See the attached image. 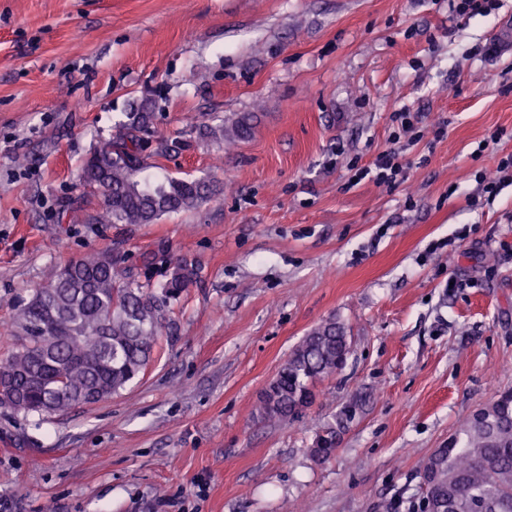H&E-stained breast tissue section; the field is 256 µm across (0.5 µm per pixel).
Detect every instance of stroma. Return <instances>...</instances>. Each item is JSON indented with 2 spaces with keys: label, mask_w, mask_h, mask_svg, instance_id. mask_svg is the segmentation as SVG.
Wrapping results in <instances>:
<instances>
[{
  "label": "stroma",
  "mask_w": 512,
  "mask_h": 512,
  "mask_svg": "<svg viewBox=\"0 0 512 512\" xmlns=\"http://www.w3.org/2000/svg\"><path fill=\"white\" fill-rule=\"evenodd\" d=\"M509 19L512 0L465 18L449 0H0V357L19 302L92 249L156 288L199 266L120 393L0 407L7 512H420L426 459L512 390V185L469 203L512 155ZM145 101L170 147L150 163L218 193L86 223L84 161ZM402 108L407 179L351 185ZM245 113L226 150L212 128ZM330 320L345 366L299 416L260 415ZM251 120L252 116L244 114L238 117L231 127L225 129V131L223 127H218L212 129L211 133L212 135H216V133L222 134L225 137V141L232 145L236 143L237 139H244L250 134L252 129Z\"/></svg>",
  "instance_id": "stroma-1"
}]
</instances>
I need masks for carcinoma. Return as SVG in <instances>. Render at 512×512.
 I'll list each match as a JSON object with an SVG mask.
<instances>
[{
  "label": "carcinoma",
  "mask_w": 512,
  "mask_h": 512,
  "mask_svg": "<svg viewBox=\"0 0 512 512\" xmlns=\"http://www.w3.org/2000/svg\"><path fill=\"white\" fill-rule=\"evenodd\" d=\"M152 118L148 103L140 104L90 153L81 180L99 209L88 222L152 224L211 199L210 184L160 175L146 163ZM251 120L244 114L211 134L232 145L250 134ZM197 277L198 268L183 259L156 294L120 268L110 248L72 260L17 306L14 341L0 359V381L9 383L0 406L45 417L119 392L147 367L170 301ZM347 346L334 321L311 330L269 384L260 411L298 414L312 402L314 382L336 372ZM419 490L423 512H512V391L460 424L424 464Z\"/></svg>",
  "instance_id": "cac0c4a2"
}]
</instances>
